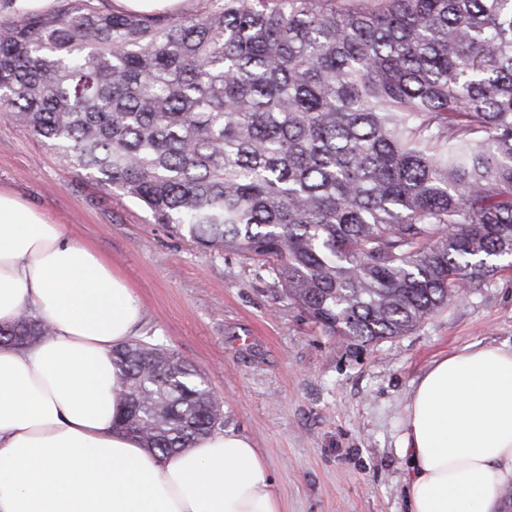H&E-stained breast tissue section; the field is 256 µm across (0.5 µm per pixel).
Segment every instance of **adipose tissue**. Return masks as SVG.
<instances>
[{
	"label": "adipose tissue",
	"mask_w": 512,
	"mask_h": 512,
	"mask_svg": "<svg viewBox=\"0 0 512 512\" xmlns=\"http://www.w3.org/2000/svg\"><path fill=\"white\" fill-rule=\"evenodd\" d=\"M24 314L54 334L0 347V512H281L247 437L161 459L118 428L112 349L141 335V306L106 256L0 187V326ZM399 452L408 512H495L512 476V346L435 362Z\"/></svg>",
	"instance_id": "ef3b65f1"
}]
</instances>
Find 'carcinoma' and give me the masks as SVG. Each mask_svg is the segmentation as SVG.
<instances>
[{"mask_svg":"<svg viewBox=\"0 0 512 512\" xmlns=\"http://www.w3.org/2000/svg\"><path fill=\"white\" fill-rule=\"evenodd\" d=\"M61 0L0 22V116L188 241L267 264L355 345L512 267V0ZM53 334L26 315L0 346ZM122 429L169 458L224 426L188 360L112 351ZM185 0H114L117 10L158 13L176 11Z\"/></svg>","mask_w":512,"mask_h":512,"instance_id":"1","label":"carcinoma"}]
</instances>
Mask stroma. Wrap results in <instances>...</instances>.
<instances>
[{
	"label": "stroma",
	"mask_w": 512,
	"mask_h": 512,
	"mask_svg": "<svg viewBox=\"0 0 512 512\" xmlns=\"http://www.w3.org/2000/svg\"><path fill=\"white\" fill-rule=\"evenodd\" d=\"M0 185L111 259L149 333L202 372L225 429L260 449L282 512H407L398 449L413 385L465 345L512 344V269L358 348L312 328L261 263L194 246L1 118Z\"/></svg>",
	"instance_id": "1"
}]
</instances>
